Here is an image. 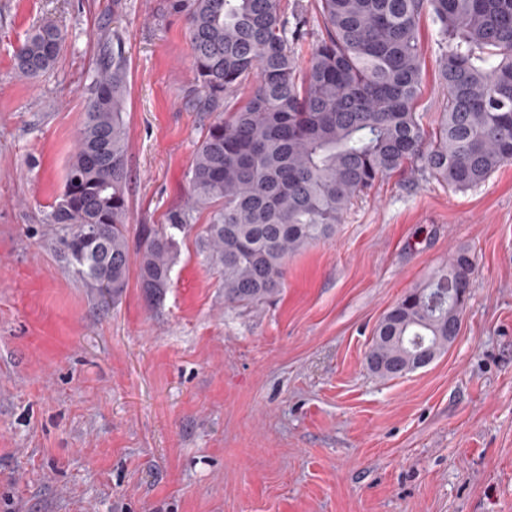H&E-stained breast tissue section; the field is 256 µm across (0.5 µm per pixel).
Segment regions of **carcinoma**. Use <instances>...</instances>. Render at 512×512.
I'll list each match as a JSON object with an SVG mask.
<instances>
[{"mask_svg":"<svg viewBox=\"0 0 512 512\" xmlns=\"http://www.w3.org/2000/svg\"><path fill=\"white\" fill-rule=\"evenodd\" d=\"M187 21L196 74L192 103L213 117L188 172L189 195L168 223L130 242L127 63L119 37L97 56L85 120L48 224L72 272L92 288L128 285L137 265L152 303L171 285L194 215L229 304L275 294L288 258L331 238L353 201L396 173H426L463 191L512 161V0H316L323 29L307 61L306 11L281 0H163ZM430 14L442 46L447 101L434 133L416 112L423 82L419 23ZM67 40L52 20L21 43L16 71L47 74ZM246 84L239 107L231 101ZM475 265L465 249L405 293L377 324L367 357L410 365L422 344L448 349L454 294Z\"/></svg>","mask_w":512,"mask_h":512,"instance_id":"obj_1","label":"carcinoma"}]
</instances>
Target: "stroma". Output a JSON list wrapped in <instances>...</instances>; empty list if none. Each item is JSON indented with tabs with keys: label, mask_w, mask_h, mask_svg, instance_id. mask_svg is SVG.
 Wrapping results in <instances>:
<instances>
[{
	"label": "stroma",
	"mask_w": 512,
	"mask_h": 512,
	"mask_svg": "<svg viewBox=\"0 0 512 512\" xmlns=\"http://www.w3.org/2000/svg\"><path fill=\"white\" fill-rule=\"evenodd\" d=\"M161 0H0V512H512V161L477 187L380 180L279 292L230 305L188 235L163 302L68 270L47 223L102 37L128 66L130 229L166 223L210 118L189 104L185 21ZM51 72L14 53L44 19ZM416 110L446 98L420 21ZM460 249L475 273L458 337L407 376L372 374L381 317ZM67 40V32L52 20L42 21L21 43L15 55L16 71L31 83L47 74Z\"/></svg>",
	"instance_id": "stroma-1"
}]
</instances>
